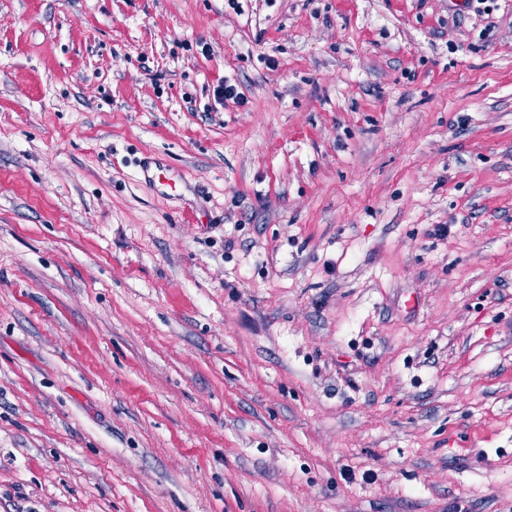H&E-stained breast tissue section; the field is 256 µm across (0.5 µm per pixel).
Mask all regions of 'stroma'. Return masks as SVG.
I'll use <instances>...</instances> for the list:
<instances>
[{
	"mask_svg": "<svg viewBox=\"0 0 512 512\" xmlns=\"http://www.w3.org/2000/svg\"><path fill=\"white\" fill-rule=\"evenodd\" d=\"M240 3L0 0V512H512V0ZM151 180L161 196L170 197L177 192L178 184L175 175L161 162L155 164V171Z\"/></svg>",
	"mask_w": 512,
	"mask_h": 512,
	"instance_id": "1",
	"label": "stroma"
}]
</instances>
